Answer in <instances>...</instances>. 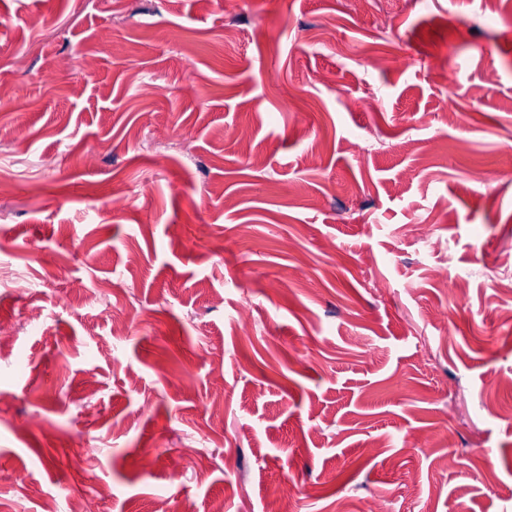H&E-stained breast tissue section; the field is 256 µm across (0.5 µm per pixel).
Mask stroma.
Here are the masks:
<instances>
[{"instance_id": "obj_1", "label": "stroma", "mask_w": 512, "mask_h": 512, "mask_svg": "<svg viewBox=\"0 0 512 512\" xmlns=\"http://www.w3.org/2000/svg\"><path fill=\"white\" fill-rule=\"evenodd\" d=\"M239 3L0 0V512H512V0Z\"/></svg>"}]
</instances>
